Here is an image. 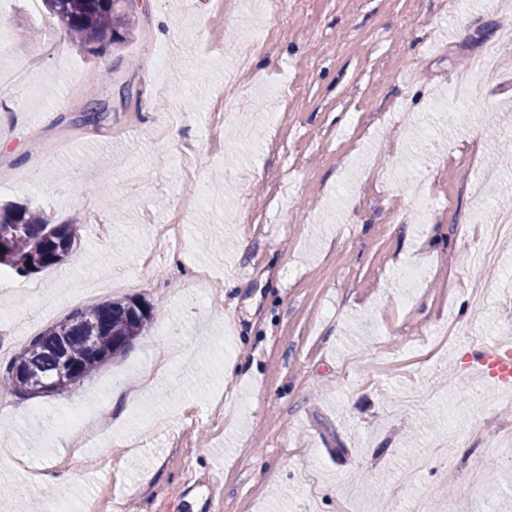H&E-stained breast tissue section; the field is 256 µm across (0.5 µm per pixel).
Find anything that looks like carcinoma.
<instances>
[{"instance_id": "1", "label": "carcinoma", "mask_w": 512, "mask_h": 512, "mask_svg": "<svg viewBox=\"0 0 512 512\" xmlns=\"http://www.w3.org/2000/svg\"><path fill=\"white\" fill-rule=\"evenodd\" d=\"M49 14L91 54L123 43L133 24L128 0H43ZM106 118L97 94H86L83 122ZM79 220L53 224L43 213L26 207L0 208V266L19 274L79 260ZM153 312L146 302L106 300L73 311L30 340L5 366L14 389L25 395L60 375L61 354L72 363L63 391L86 381L105 362L118 357L145 331Z\"/></svg>"}]
</instances>
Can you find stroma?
Wrapping results in <instances>:
<instances>
[{
    "label": "stroma",
    "instance_id": "obj_1",
    "mask_svg": "<svg viewBox=\"0 0 512 512\" xmlns=\"http://www.w3.org/2000/svg\"><path fill=\"white\" fill-rule=\"evenodd\" d=\"M131 4L127 41L94 56L62 38L42 0H0L11 80L0 170L26 171L40 142H67L34 183L0 184V203L82 218V258L53 280L0 268V446L26 458L0 459V512H45L61 497H108L112 512H413L421 501L512 512V461L488 454L512 430V389L474 362L482 345L512 342V239L498 267L471 261L476 212L512 184L492 150L512 137V53L494 83L444 93L512 10L292 0L281 17L245 0ZM247 36L263 48L231 90ZM281 83L284 100L271 94ZM90 87L107 111L96 127L82 121ZM217 103L235 115L218 133ZM194 181L207 198L185 213L181 246H158ZM407 266L431 273L406 279ZM474 278L489 285L478 310ZM94 283L96 301L154 304L143 336L80 386L18 395L3 369L21 350L14 327L42 332ZM85 421L91 466L32 483L67 461ZM476 462L497 476L479 494Z\"/></svg>",
    "mask_w": 512,
    "mask_h": 512
}]
</instances>
